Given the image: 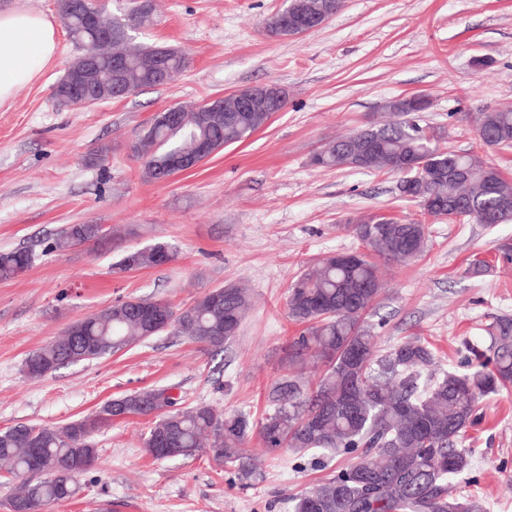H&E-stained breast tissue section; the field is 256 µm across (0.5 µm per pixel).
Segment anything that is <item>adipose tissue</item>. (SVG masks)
<instances>
[{
    "instance_id": "adipose-tissue-1",
    "label": "adipose tissue",
    "mask_w": 512,
    "mask_h": 512,
    "mask_svg": "<svg viewBox=\"0 0 512 512\" xmlns=\"http://www.w3.org/2000/svg\"><path fill=\"white\" fill-rule=\"evenodd\" d=\"M57 54L56 27L48 16L0 12V104L36 80Z\"/></svg>"
}]
</instances>
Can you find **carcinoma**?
Segmentation results:
<instances>
[{
	"label": "carcinoma",
	"instance_id": "carcinoma-1",
	"mask_svg": "<svg viewBox=\"0 0 512 512\" xmlns=\"http://www.w3.org/2000/svg\"><path fill=\"white\" fill-rule=\"evenodd\" d=\"M99 25L89 24L81 13L62 14L71 39L88 44L86 56L97 61L96 80L110 84L111 51L128 61L127 78L143 89L160 86L155 75L163 72L175 80L187 67L185 53L159 45L119 47L101 44L100 28L135 30L148 20L153 5L140 11L130 7L121 15L105 16V9L92 5ZM393 119L372 126L381 149L366 166L368 171L396 170L405 157H420L445 149L442 127L413 124L415 113L391 108ZM207 113H180L179 124L149 125L129 146L142 161L143 176L164 181L171 175L167 158L176 152L191 155L200 140L211 141L217 150L242 143L264 127L272 113L262 110L237 112L233 97L224 98V112L217 122ZM483 144L512 147V109H489L476 117ZM356 140L351 134L336 140L312 157L323 168H347L338 147ZM448 165L466 171L467 177L443 176L425 185H413L408 199L424 213L439 217L448 206L463 198L476 205L473 220L495 226L512 220V207L505 210L503 198L512 200V177L486 162L476 152L449 151ZM348 229L364 251L348 263L324 258L302 274L287 298L289 317L304 325L289 344L288 361L304 354L322 366L317 380L308 385L290 375L273 386L268 407L259 424L246 413L226 416L207 404L179 409V399L153 404L154 390H136L115 398L99 413L61 427L18 423L0 432V462L12 474L22 473L17 492L10 499L11 512H43L46 506L77 494L79 474H71L80 460L81 472L97 460L93 434L113 418L150 417L152 427L144 451L157 459L153 441L168 436L172 447L189 456L205 446L210 455L247 478L252 473L246 445L254 427L265 447L282 448L296 455L310 451L331 457L348 455L351 462L317 485L292 498V512H485L475 496H459L453 481L466 474L472 454L461 446L469 429L479 424L480 398L512 386V320L501 319L487 328V344L478 348L464 344L465 370L434 374L435 352L420 336L408 338L385 353H379L375 337L364 326V316L384 288L382 269L392 263H407L426 246V225L402 222L384 214L379 223L353 222ZM98 224H72L56 240L64 249L100 238ZM175 251L155 243L126 252L117 263L122 271L167 264ZM32 255L26 250L0 254V280L13 279L26 271ZM224 297L213 302L203 297L176 309L164 301L129 299L118 301L77 321L85 344L72 342L73 327L25 361L26 374L38 377L80 361H94L117 353L160 334L152 331L141 308L150 307L173 317L171 331L177 336L224 350L233 339L249 305L246 289L235 283L222 286Z\"/></svg>",
	"mask_w": 512,
	"mask_h": 512
}]
</instances>
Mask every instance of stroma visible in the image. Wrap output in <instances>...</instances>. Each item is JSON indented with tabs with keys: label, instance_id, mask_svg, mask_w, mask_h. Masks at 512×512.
I'll list each match as a JSON object with an SVG mask.
<instances>
[{
	"label": "stroma",
	"instance_id": "stroma-1",
	"mask_svg": "<svg viewBox=\"0 0 512 512\" xmlns=\"http://www.w3.org/2000/svg\"><path fill=\"white\" fill-rule=\"evenodd\" d=\"M135 40L182 50L188 68L168 85L76 109L53 88L84 54L65 25L60 51L34 83L0 105V252L29 251L31 266L0 280V430L62 426L125 393L176 388L182 406L213 405L259 421L272 386L288 373V344L302 329L287 312L288 289L319 260L361 244L346 224L366 213L422 218L400 197L399 174L320 168L311 157L336 138L383 120L387 101L427 95L424 120L448 131L456 151H479L512 176V149L482 147L475 118L512 108V0H345L320 29L288 39L267 35L287 0H153ZM486 67L476 68L475 59ZM277 83L288 106L243 143L196 170L162 182L144 178L129 145L153 116L234 90ZM423 254L385 272L366 323L381 350L421 336L437 366L459 369L464 342L512 318V264L496 240L512 221L488 228L471 219L424 218ZM72 224H99L101 239L66 250L54 243ZM158 242L174 261L119 272L126 251ZM490 263L472 274L473 259ZM229 282L251 306L223 352L164 332L94 362L42 377L26 357L75 321L120 300L182 308ZM482 419L463 442L472 467L457 493L486 512H512V391L481 398ZM150 422L113 420L95 435L99 459L76 497L46 512H288L293 495L346 464V457L265 451L259 434L250 478L224 470L205 451L158 461L143 449Z\"/></svg>",
	"mask_w": 512,
	"mask_h": 512
}]
</instances>
